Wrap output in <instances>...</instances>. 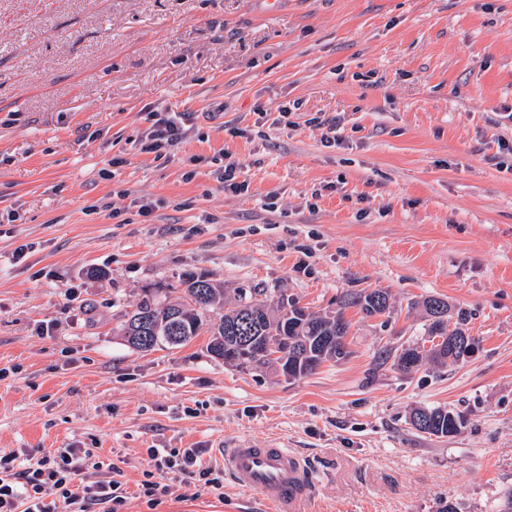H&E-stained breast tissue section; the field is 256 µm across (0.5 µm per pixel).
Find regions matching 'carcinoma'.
Masks as SVG:
<instances>
[{
  "instance_id": "1",
  "label": "carcinoma",
  "mask_w": 512,
  "mask_h": 512,
  "mask_svg": "<svg viewBox=\"0 0 512 512\" xmlns=\"http://www.w3.org/2000/svg\"><path fill=\"white\" fill-rule=\"evenodd\" d=\"M181 284L184 285V301L166 304L148 291L132 311L125 313L123 334L129 345L143 352L177 348L189 343L205 328L210 333L207 350L214 357L224 358L226 346L271 343L273 348L269 353L254 354L243 365L273 367L281 372L287 369L295 378L313 373L327 361H339L349 355V351L340 352L324 341L326 336H335L340 344H346L350 329V322L345 318L347 308L357 307L369 317L383 314L389 307V296L382 290L350 293L339 302L336 312L322 316L283 295L272 305L268 303L265 290L251 288L240 290L236 303L224 309V315L214 322L209 310L223 295V287L203 274L189 276ZM423 306L430 318L427 328L430 338L455 336L460 342L454 345L437 342L428 350L419 346L400 351L384 349L379 359L384 362L391 359L398 370L411 373L426 361L444 366L475 353L479 345L477 338L462 328L448 331L441 316V312L448 310L447 301L429 297ZM411 424L420 433L450 437L465 426L466 417L444 408L416 409L411 414Z\"/></svg>"
}]
</instances>
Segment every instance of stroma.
I'll return each instance as SVG.
<instances>
[{"label": "stroma", "instance_id": "obj_1", "mask_svg": "<svg viewBox=\"0 0 512 512\" xmlns=\"http://www.w3.org/2000/svg\"><path fill=\"white\" fill-rule=\"evenodd\" d=\"M158 107L195 115L160 159L139 149ZM198 274L230 299L323 313L379 288L390 309H347L350 356L295 380L213 358L205 333L131 348L143 291ZM428 296L468 312L478 350L379 364L423 344ZM1 368L0 451L96 449L125 512H272L229 482L135 495L148 449L217 467L237 439L306 461L301 512H506L512 0H0ZM437 407L466 426L413 429ZM463 414L444 408L415 409L411 414L413 428L435 437L456 435L466 424Z\"/></svg>", "mask_w": 512, "mask_h": 512}]
</instances>
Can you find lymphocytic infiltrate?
<instances>
[{
    "label": "lymphocytic infiltrate",
    "instance_id": "f902f5d3",
    "mask_svg": "<svg viewBox=\"0 0 512 512\" xmlns=\"http://www.w3.org/2000/svg\"><path fill=\"white\" fill-rule=\"evenodd\" d=\"M148 119L151 126L141 149L163 157L186 137L193 116L153 110ZM147 454L153 467L144 472L137 495L148 507L158 505L168 491L159 481L163 474L190 477L202 492L217 493L224 487L223 471L203 466L202 449L151 448ZM101 466L89 448L45 451L29 464L18 452L0 451V512H89L93 505L100 512H123L128 496L121 481L82 480L87 470Z\"/></svg>",
    "mask_w": 512,
    "mask_h": 512
}]
</instances>
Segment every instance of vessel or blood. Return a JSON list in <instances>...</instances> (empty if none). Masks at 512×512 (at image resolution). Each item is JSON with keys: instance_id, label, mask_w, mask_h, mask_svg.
I'll use <instances>...</instances> for the list:
<instances>
[{"instance_id": "b4317fda", "label": "vessel or blood", "mask_w": 512, "mask_h": 512, "mask_svg": "<svg viewBox=\"0 0 512 512\" xmlns=\"http://www.w3.org/2000/svg\"><path fill=\"white\" fill-rule=\"evenodd\" d=\"M217 455L235 487L260 492L275 512H296L309 493L305 463L279 442L254 448L240 440Z\"/></svg>"}]
</instances>
